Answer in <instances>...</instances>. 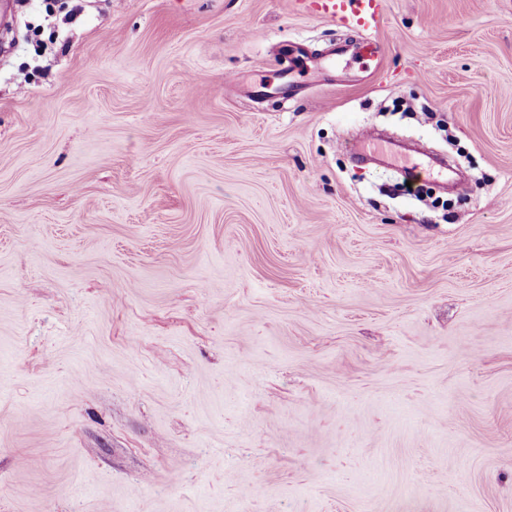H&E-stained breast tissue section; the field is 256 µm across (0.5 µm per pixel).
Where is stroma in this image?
<instances>
[{
  "label": "stroma",
  "mask_w": 512,
  "mask_h": 512,
  "mask_svg": "<svg viewBox=\"0 0 512 512\" xmlns=\"http://www.w3.org/2000/svg\"><path fill=\"white\" fill-rule=\"evenodd\" d=\"M73 4L0 10V512H512V0L289 99L296 0ZM355 144L361 154L390 155L395 162H402L403 171L408 173L411 177L418 169L428 168L424 163L414 162L407 157L392 153L390 149L391 142L389 140L382 137H374L367 132L360 133L355 139Z\"/></svg>",
  "instance_id": "obj_1"
}]
</instances>
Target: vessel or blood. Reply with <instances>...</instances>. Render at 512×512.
Returning a JSON list of instances; mask_svg holds the SVG:
<instances>
[{
	"instance_id": "obj_1",
	"label": "vessel or blood",
	"mask_w": 512,
	"mask_h": 512,
	"mask_svg": "<svg viewBox=\"0 0 512 512\" xmlns=\"http://www.w3.org/2000/svg\"><path fill=\"white\" fill-rule=\"evenodd\" d=\"M305 10L327 19L332 25L356 32L357 40L333 48L332 56H350L362 66L378 64L381 46L374 39L384 18L385 0H298ZM355 144L360 153L372 155L390 154V142L369 133H360Z\"/></svg>"
}]
</instances>
